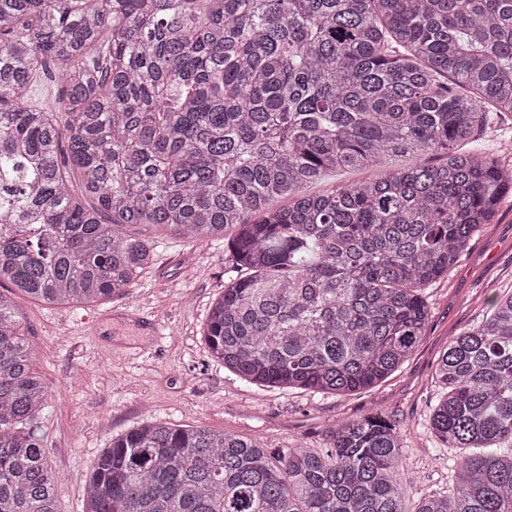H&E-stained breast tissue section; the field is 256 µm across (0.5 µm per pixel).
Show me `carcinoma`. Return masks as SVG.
Returning <instances> with one entry per match:
<instances>
[{"mask_svg":"<svg viewBox=\"0 0 512 512\" xmlns=\"http://www.w3.org/2000/svg\"><path fill=\"white\" fill-rule=\"evenodd\" d=\"M51 65L59 97L29 102ZM502 117L512 0H0V512H58L14 296L121 298L156 244L128 227L199 245L231 228L211 355L261 390L372 387L512 192V165L456 150ZM396 157L412 163L307 193ZM435 377L432 431L465 454L453 492L412 511L404 434L376 412L286 455L139 425L93 459L79 512H512V294L448 340Z\"/></svg>","mask_w":512,"mask_h":512,"instance_id":"carcinoma-1","label":"carcinoma"}]
</instances>
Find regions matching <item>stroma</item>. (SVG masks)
<instances>
[{
	"mask_svg": "<svg viewBox=\"0 0 512 512\" xmlns=\"http://www.w3.org/2000/svg\"><path fill=\"white\" fill-rule=\"evenodd\" d=\"M137 232L158 246L129 295L83 306L17 300L50 390L38 433L59 477V512H77L89 465L113 437L155 421L234 432L284 453L328 448L331 424L380 411L405 435L403 459L416 478L411 502L452 490L460 453L440 448L430 424L444 393L436 361L449 337L487 315L490 294H512V193L448 275L426 289L431 319L414 354L386 381L345 397L261 392L225 370L203 338L232 269L223 242L201 246L145 226Z\"/></svg>",
	"mask_w": 512,
	"mask_h": 512,
	"instance_id": "35a3bbf8",
	"label": "stroma"
}]
</instances>
